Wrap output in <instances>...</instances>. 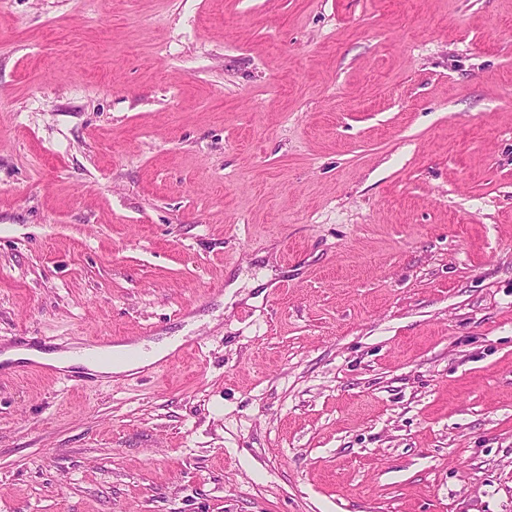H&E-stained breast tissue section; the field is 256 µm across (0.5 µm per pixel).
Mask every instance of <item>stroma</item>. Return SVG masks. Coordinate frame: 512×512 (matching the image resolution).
Returning <instances> with one entry per match:
<instances>
[{
	"mask_svg": "<svg viewBox=\"0 0 512 512\" xmlns=\"http://www.w3.org/2000/svg\"><path fill=\"white\" fill-rule=\"evenodd\" d=\"M178 333L0 512H512V0H0V351Z\"/></svg>",
	"mask_w": 512,
	"mask_h": 512,
	"instance_id": "stroma-1",
	"label": "stroma"
}]
</instances>
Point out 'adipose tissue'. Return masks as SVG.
<instances>
[{"mask_svg": "<svg viewBox=\"0 0 512 512\" xmlns=\"http://www.w3.org/2000/svg\"><path fill=\"white\" fill-rule=\"evenodd\" d=\"M181 343L180 337L172 336L162 339L158 342L145 344L142 342L135 343L134 347L138 353L137 358H127V345L119 344L112 346L110 352L112 354L111 361L96 359L93 361L84 360L80 350H63L53 353H46L36 348H8L0 353V360L8 361H39L53 365L61 370H71L83 368L88 372L101 375H119L132 370L145 368L176 349Z\"/></svg>", "mask_w": 512, "mask_h": 512, "instance_id": "obj_1", "label": "adipose tissue"}]
</instances>
